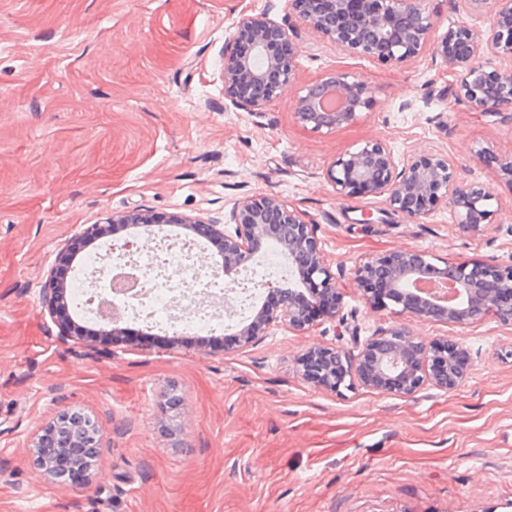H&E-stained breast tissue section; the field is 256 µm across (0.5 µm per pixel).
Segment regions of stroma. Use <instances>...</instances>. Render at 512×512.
I'll return each mask as SVG.
<instances>
[{
	"instance_id": "1",
	"label": "stroma",
	"mask_w": 512,
	"mask_h": 512,
	"mask_svg": "<svg viewBox=\"0 0 512 512\" xmlns=\"http://www.w3.org/2000/svg\"><path fill=\"white\" fill-rule=\"evenodd\" d=\"M432 5L443 32H486L496 8ZM267 11L290 28L298 70L246 112L224 98V50L240 16ZM332 71L363 81L370 108L333 130L301 125L294 100ZM458 86L429 52L390 65L336 50L288 0H0V512H512V326L415 323L365 304L352 277L404 248L512 265V180L498 174L512 111L449 109ZM371 139L447 155L461 180L490 188V224L474 233L445 209L413 219L337 196L326 167ZM265 194L314 224L360 336L409 322L424 340H456L466 381L409 396L317 388L297 358L350 345L326 318L247 347L227 327L201 345L146 326L145 343L59 340L39 289L82 225L135 209L220 218ZM66 408L101 437L76 485L46 477L27 449Z\"/></svg>"
}]
</instances>
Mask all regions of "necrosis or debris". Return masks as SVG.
Segmentation results:
<instances>
[{
    "mask_svg": "<svg viewBox=\"0 0 512 512\" xmlns=\"http://www.w3.org/2000/svg\"><path fill=\"white\" fill-rule=\"evenodd\" d=\"M198 247L189 239L167 235L153 244L136 241L110 244L106 254L91 256L73 290L72 301L90 318L105 310L120 320L138 318L152 325L164 324L184 333L207 332L221 321L214 310L201 306L187 315L175 316V299L190 288L203 287L211 295L223 293L217 274L197 265ZM277 252H269L257 269L245 272L238 284L236 316L247 313L267 278L288 276Z\"/></svg>",
    "mask_w": 512,
    "mask_h": 512,
    "instance_id": "necrosis-or-debris-1",
    "label": "necrosis or debris"
}]
</instances>
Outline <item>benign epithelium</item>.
<instances>
[{
  "instance_id": "obj_1",
  "label": "benign epithelium",
  "mask_w": 512,
  "mask_h": 512,
  "mask_svg": "<svg viewBox=\"0 0 512 512\" xmlns=\"http://www.w3.org/2000/svg\"><path fill=\"white\" fill-rule=\"evenodd\" d=\"M427 0H289L298 19L325 36L337 50L382 63H400L429 50L448 70L459 75V89L451 104L476 112L498 113L512 108V69L488 71L487 55L512 59V0H495L497 8L485 34L459 22L437 37V16ZM299 50L289 29L264 13L244 15L234 23L229 47L224 50V98L236 108L255 112L276 100L298 69ZM332 88L341 105L327 112L319 100ZM366 87L353 74L333 72L307 85L293 104L294 114L314 130L334 129L354 121L369 108ZM333 191L345 197L382 196L389 208L413 218H424L440 208L453 213L463 228L479 232L492 217V195L479 183L458 181L448 157L437 153L398 156L382 140H369L333 161L324 173ZM151 212L137 210L87 224L78 236L99 240L112 235L114 226L147 227ZM178 223L192 228L204 224L209 242L224 257V272H237L256 262L264 245L276 242L293 269V286L276 288L274 307H260L239 321L233 336L247 347L278 328L304 333L316 319L306 306L325 298L335 302L328 317L340 315L343 297L339 278L320 245L313 225L303 213L275 195H252L235 201L224 219L180 216ZM362 300L372 306H400L417 322L465 325L493 316L512 325V266L477 261L438 265L425 251L397 249L366 258L354 271ZM45 310L58 320L59 338L81 340L74 327L58 319L68 289L55 275L42 283ZM358 354L341 346H318L298 359L301 376L316 387L336 392L348 382L364 387L411 395L430 385L453 390L465 379L469 354L446 338L424 341L407 323L380 331L379 337L353 335ZM65 442L55 453L68 454L86 436L98 437V426L87 418L72 419L65 410L51 425Z\"/></svg>"
}]
</instances>
